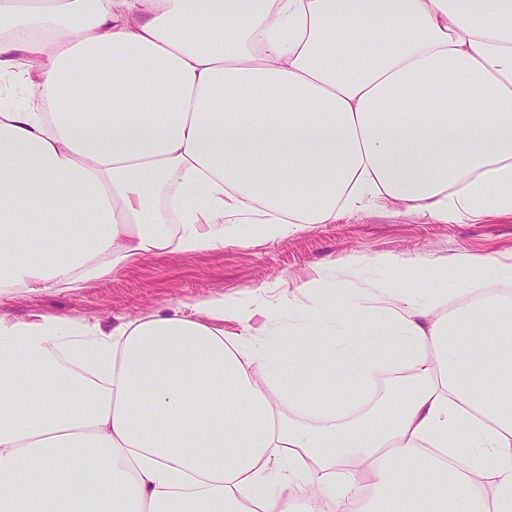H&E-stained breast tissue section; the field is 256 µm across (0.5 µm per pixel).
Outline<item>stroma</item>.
Wrapping results in <instances>:
<instances>
[{
    "instance_id": "1",
    "label": "stroma",
    "mask_w": 512,
    "mask_h": 512,
    "mask_svg": "<svg viewBox=\"0 0 512 512\" xmlns=\"http://www.w3.org/2000/svg\"><path fill=\"white\" fill-rule=\"evenodd\" d=\"M512 256V217L481 224H430L397 209L341 214L283 239L228 244L206 254L175 253L150 259L69 292L18 294L5 303L13 316L33 312L88 317L109 325L181 302L303 281L332 262L381 254L432 260L458 252Z\"/></svg>"
}]
</instances>
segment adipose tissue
<instances>
[{"label":"adipose tissue","instance_id":"obj_1","mask_svg":"<svg viewBox=\"0 0 512 512\" xmlns=\"http://www.w3.org/2000/svg\"><path fill=\"white\" fill-rule=\"evenodd\" d=\"M365 207L512 217V0H0V299ZM384 366L404 388L367 405ZM302 496L512 512L511 257L347 260L109 328L0 310V512Z\"/></svg>","mask_w":512,"mask_h":512}]
</instances>
